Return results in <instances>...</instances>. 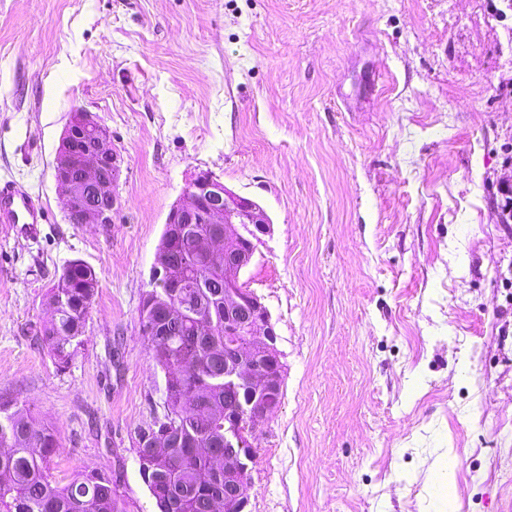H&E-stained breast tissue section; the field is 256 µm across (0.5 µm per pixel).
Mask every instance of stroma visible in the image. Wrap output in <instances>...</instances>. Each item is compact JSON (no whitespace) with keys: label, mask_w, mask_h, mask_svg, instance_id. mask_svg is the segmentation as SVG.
I'll list each match as a JSON object with an SVG mask.
<instances>
[{"label":"stroma","mask_w":512,"mask_h":512,"mask_svg":"<svg viewBox=\"0 0 512 512\" xmlns=\"http://www.w3.org/2000/svg\"><path fill=\"white\" fill-rule=\"evenodd\" d=\"M118 154L109 225L54 178L73 110ZM202 172L271 231L262 297L281 402L255 430L250 512H501L512 504V10L505 0H0V395L57 431L53 480L111 475L156 512L139 429L165 375L139 317L171 207ZM99 288L58 366L50 290ZM50 211L42 201L14 181L0 183V223L20 226L21 233L36 234L37 224H47Z\"/></svg>","instance_id":"35a3bbf8"}]
</instances>
